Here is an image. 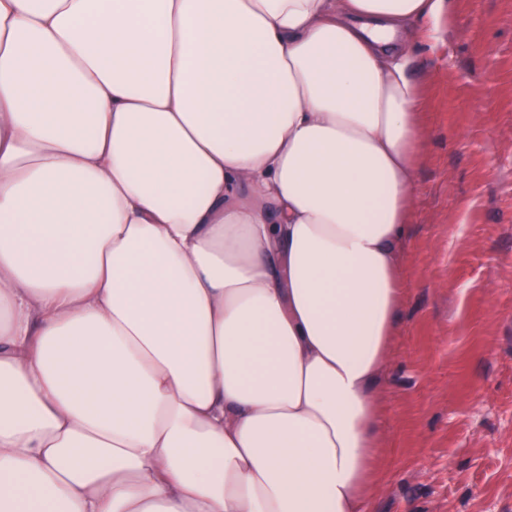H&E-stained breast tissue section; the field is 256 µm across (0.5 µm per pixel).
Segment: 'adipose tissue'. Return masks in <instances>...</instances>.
<instances>
[{
  "instance_id": "ef3b65f1",
  "label": "adipose tissue",
  "mask_w": 512,
  "mask_h": 512,
  "mask_svg": "<svg viewBox=\"0 0 512 512\" xmlns=\"http://www.w3.org/2000/svg\"><path fill=\"white\" fill-rule=\"evenodd\" d=\"M450 0H0V512H365Z\"/></svg>"
}]
</instances>
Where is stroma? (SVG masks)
<instances>
[{"label": "stroma", "mask_w": 512, "mask_h": 512, "mask_svg": "<svg viewBox=\"0 0 512 512\" xmlns=\"http://www.w3.org/2000/svg\"><path fill=\"white\" fill-rule=\"evenodd\" d=\"M412 42L423 99L369 512H512V0Z\"/></svg>", "instance_id": "1"}]
</instances>
